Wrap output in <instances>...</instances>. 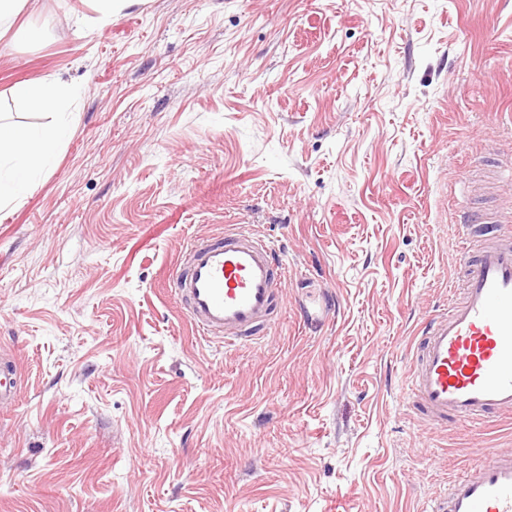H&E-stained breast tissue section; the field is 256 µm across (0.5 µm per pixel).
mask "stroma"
I'll return each mask as SVG.
<instances>
[{
  "label": "stroma",
  "mask_w": 512,
  "mask_h": 512,
  "mask_svg": "<svg viewBox=\"0 0 512 512\" xmlns=\"http://www.w3.org/2000/svg\"><path fill=\"white\" fill-rule=\"evenodd\" d=\"M0 110L60 75L68 137L0 212V512H428L512 417L401 389L448 303L457 207L512 160V0H29ZM249 224L288 264L268 339L199 338L163 280Z\"/></svg>",
  "instance_id": "1"
}]
</instances>
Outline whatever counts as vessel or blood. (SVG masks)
Wrapping results in <instances>:
<instances>
[{
    "label": "vessel or blood",
    "instance_id": "1",
    "mask_svg": "<svg viewBox=\"0 0 512 512\" xmlns=\"http://www.w3.org/2000/svg\"><path fill=\"white\" fill-rule=\"evenodd\" d=\"M466 230L489 223L480 207L458 209ZM461 283L445 312L431 316L412 351L408 394L432 423L471 425L512 415V236L494 233L457 258ZM288 277L277 251L246 224L192 240L166 286L198 335L240 346L265 339ZM430 512H512V451L492 452L457 475Z\"/></svg>",
    "mask_w": 512,
    "mask_h": 512
}]
</instances>
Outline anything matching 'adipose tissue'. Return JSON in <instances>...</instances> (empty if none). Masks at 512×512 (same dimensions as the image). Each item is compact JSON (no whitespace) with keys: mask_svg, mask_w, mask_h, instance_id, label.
<instances>
[{"mask_svg":"<svg viewBox=\"0 0 512 512\" xmlns=\"http://www.w3.org/2000/svg\"><path fill=\"white\" fill-rule=\"evenodd\" d=\"M12 95L30 109L55 112L65 106L68 88L61 78L49 76L15 86ZM66 130L62 121L32 129L0 117V211L21 202L40 163L55 152Z\"/></svg>","mask_w":512,"mask_h":512,"instance_id":"obj_1","label":"adipose tissue"}]
</instances>
